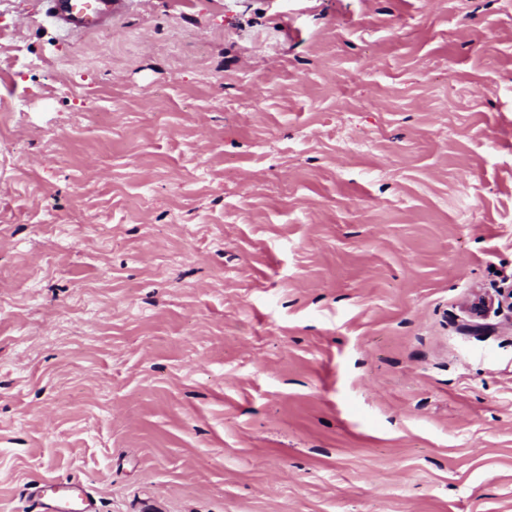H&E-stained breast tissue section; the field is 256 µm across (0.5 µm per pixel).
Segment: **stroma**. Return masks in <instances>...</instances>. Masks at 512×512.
<instances>
[{"mask_svg":"<svg viewBox=\"0 0 512 512\" xmlns=\"http://www.w3.org/2000/svg\"><path fill=\"white\" fill-rule=\"evenodd\" d=\"M510 286L512 0H0V512H512ZM48 14L73 35L98 31L110 26L117 0H48ZM28 512H96L91 495L80 482L56 481L26 489Z\"/></svg>","mask_w":512,"mask_h":512,"instance_id":"35a3bbf8","label":"stroma"}]
</instances>
